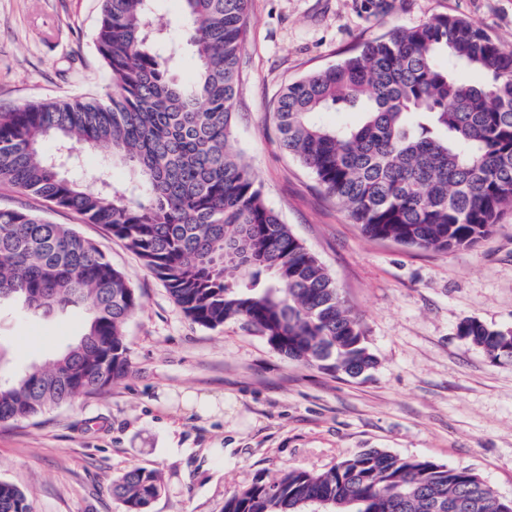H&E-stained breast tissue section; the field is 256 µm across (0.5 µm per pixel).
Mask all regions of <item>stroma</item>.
Segmentation results:
<instances>
[{
    "instance_id": "35a3bbf8",
    "label": "stroma",
    "mask_w": 512,
    "mask_h": 512,
    "mask_svg": "<svg viewBox=\"0 0 512 512\" xmlns=\"http://www.w3.org/2000/svg\"><path fill=\"white\" fill-rule=\"evenodd\" d=\"M102 0H0V108L98 97ZM437 15L476 23L512 47V0H404L367 18L358 0H250L232 140L268 207L313 253L362 320L374 369L352 379L286 358L240 323H193L163 283L104 226L0 185V207L32 208L111 259L141 296L126 326L131 372L112 387L0 425V481L32 512H126L112 481L160 471L149 512H222L257 477L320 472L365 448L472 469L512 497V360L492 362L458 333L467 319L512 327V211L471 248L409 249L367 237L314 175L279 146L281 89L363 43ZM81 314L0 304L9 379L48 362L81 332ZM216 401L209 415L185 394Z\"/></svg>"
}]
</instances>
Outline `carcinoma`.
<instances>
[{"label": "carcinoma", "instance_id": "obj_1", "mask_svg": "<svg viewBox=\"0 0 512 512\" xmlns=\"http://www.w3.org/2000/svg\"><path fill=\"white\" fill-rule=\"evenodd\" d=\"M182 38L150 28L153 0H103L95 41L109 75L97 98L0 112V185L101 224L161 280L194 323L241 322L289 359L355 379L375 365L357 316L318 259L269 208L232 144L249 0H181ZM397 0H361L370 17ZM193 79H178L183 45ZM484 75L480 83L465 71ZM328 112L356 113L329 123ZM274 121L281 148L376 239L424 250L469 248L512 209V48L472 21L438 15L363 44L288 85ZM53 143L51 151L47 143ZM106 151L79 178L61 150ZM132 166L124 186L111 166ZM224 257V273L213 262ZM29 315L84 312L82 334L53 361L0 382V424L19 422L130 373L125 329L140 296L110 258L68 224L0 208V302ZM459 334L493 360L512 359V329L466 319ZM468 468L369 448L322 472L293 469L225 498L223 512H503ZM163 488L133 466L112 482L126 512ZM0 512H31L0 482Z\"/></svg>", "mask_w": 512, "mask_h": 512}]
</instances>
